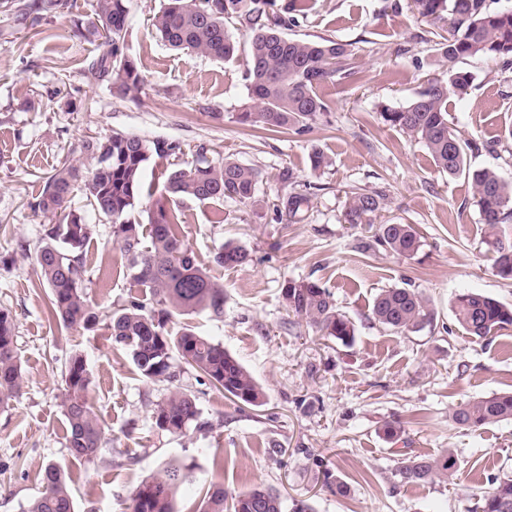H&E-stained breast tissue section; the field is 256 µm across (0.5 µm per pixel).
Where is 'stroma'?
<instances>
[{
	"label": "stroma",
	"instance_id": "1",
	"mask_svg": "<svg viewBox=\"0 0 512 512\" xmlns=\"http://www.w3.org/2000/svg\"><path fill=\"white\" fill-rule=\"evenodd\" d=\"M90 3L73 0L70 14L34 31L0 12V309L13 318L25 379L21 395L0 410V512H23L51 461L64 464L71 478L76 512H133L137 487L173 459L197 466L177 512H201L209 490L235 495L257 484L281 492L283 512L302 500L314 512H475L491 479H512V421L470 430L451 413L470 399L512 390V327L473 340L456 322L451 299L471 289L510 305L512 280L497 273L470 180L439 172L424 144L380 112L406 105L449 68L470 72L466 94L448 93L449 120L462 139L488 144L468 155L471 168L493 167L512 181V68L483 55L448 63L434 49L429 24L415 19L411 0H308L287 36L348 44L357 72L321 89L327 114L309 132L265 131L235 120L253 107L245 51L221 61L171 49L152 25L163 0H124L127 53L143 79L138 93L87 84L83 62L98 48L74 30L88 21ZM115 131L177 144L175 154L151 158L144 168L153 196L163 195L172 169L202 160H234L264 175L255 205L170 204L202 262L229 240L253 256L248 265L216 271L224 283L223 318H174L223 343L264 391L261 405L242 407L196 386L204 418L220 424L206 435L155 429L152 404L167 386L144 381L109 329L113 312L139 290L123 273L110 223L85 213L79 194L71 207L93 226L83 247L84 292L97 325L87 331L47 318L35 252L51 222L32 204L64 161L89 167L80 152L84 139ZM315 147L329 160L317 173L309 160ZM286 171L317 186L299 224L273 219L274 203L288 191ZM356 188L384 191L377 223L415 227L422 246L414 257L364 249L366 226L342 223ZM288 279L328 288L355 326L354 342L324 339L289 313L280 295ZM395 286L422 294L433 322L402 334L374 322L375 297ZM76 353L86 361L88 396L106 423L109 447L86 467L68 462L64 448L62 369ZM392 421L403 429L400 439L382 431ZM447 451L456 460L453 481L398 484L401 459ZM340 482L346 495L336 493Z\"/></svg>",
	"mask_w": 512,
	"mask_h": 512
}]
</instances>
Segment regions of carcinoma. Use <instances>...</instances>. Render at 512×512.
I'll use <instances>...</instances> for the list:
<instances>
[{
  "label": "carcinoma",
  "instance_id": "obj_1",
  "mask_svg": "<svg viewBox=\"0 0 512 512\" xmlns=\"http://www.w3.org/2000/svg\"><path fill=\"white\" fill-rule=\"evenodd\" d=\"M267 0H166L154 16L153 26L171 48L214 59H230L238 50L234 34L225 21L238 20L249 33L245 80L254 101V111L241 112L236 120L268 130L284 128L297 134L308 132L326 105L319 89L336 81L338 75L354 74L352 53L334 40H300L286 37L283 30L295 17L267 11ZM418 19L439 25L433 32L435 46L452 61L464 56L484 55L512 64V8L492 11L486 0H412ZM0 8L16 25L34 27L44 19L71 12L72 0H0ZM93 17L76 26L75 35L98 43L101 52L84 67L91 84L106 85L127 95L141 88L137 66L126 53V7L124 0H92ZM472 75L463 70L448 71L447 79L434 78L408 104L386 108L383 120L410 137L420 140L435 167L455 177L467 174L480 223L487 227L488 245L495 254L498 274L512 280V239L495 233L501 224L512 222V182L497 170L467 169L465 154L471 147L462 141L448 122V87L467 92ZM178 146L162 139H149L122 132L82 141L81 153L93 160L82 174L72 163H63L49 176L32 207L58 217L46 232L36 252L43 285L49 290V317L66 327L86 330L97 324V313L83 291L86 260L82 251L91 228L85 217L68 209L75 186L83 184L85 207L112 224L113 243L124 259L126 276L150 297L147 305L137 297L112 313L113 342L130 355L140 376L147 382H165L168 394L154 403L155 428L170 435L189 431L211 432L217 425L202 419L199 397L183 384L191 374L197 382L224 394L244 406H257L263 396L254 375L224 345L184 327L170 326L173 313L206 312L224 317V284L211 275L184 239L176 211L158 201L150 210L148 223L135 220L134 211L144 197L143 171L152 157L175 153ZM291 190L278 198L279 219L297 224L306 219L312 186L283 175ZM263 181L259 169L233 161L220 165L199 162L168 174L165 192L173 197L200 202L231 200L248 203L255 199ZM383 192L358 189L351 192L343 212L346 224H366L374 244L410 258L421 247L420 236L411 224H376ZM252 262L243 245L226 242L212 255L217 267L235 268ZM288 311L306 320L323 336L348 345L354 341L352 321L337 308L331 292L308 279H289L281 286ZM455 317L461 328L475 340H486L512 327V306L472 290L455 295ZM372 319L397 332H416L433 320V313L421 294L405 287L381 291L371 308ZM63 408L67 422L65 448L69 458L91 464L103 451L105 424L88 400L90 376L86 361L73 355L64 364ZM24 383L23 369L13 319L0 310V408L19 397ZM451 418L467 429L512 420V392L479 397L458 405ZM452 455L409 456L395 476L403 486L452 476ZM196 465L185 460L167 463L136 490L133 512H176L179 490L193 482ZM41 489L24 512H75L66 471L49 462L41 475ZM477 512H512V479L495 483ZM203 512H283L280 494L256 486L232 498L213 490Z\"/></svg>",
  "mask_w": 512,
  "mask_h": 512
}]
</instances>
